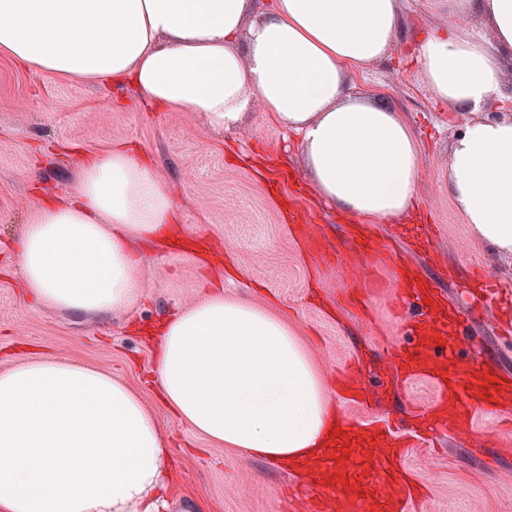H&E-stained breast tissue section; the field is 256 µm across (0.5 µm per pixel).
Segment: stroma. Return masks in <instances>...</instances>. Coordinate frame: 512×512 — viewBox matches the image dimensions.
Masks as SVG:
<instances>
[{"label":"stroma","instance_id":"1","mask_svg":"<svg viewBox=\"0 0 512 512\" xmlns=\"http://www.w3.org/2000/svg\"><path fill=\"white\" fill-rule=\"evenodd\" d=\"M399 37L391 57L351 78L353 90L384 98L410 127L420 147L416 220L374 224L391 240L399 261L421 264L415 240L448 261L480 272L483 280L512 289V263L495 259L474 238L448 193V151L461 126L416 76L414 45L424 29L449 23L491 35L476 14L449 19L434 0H399ZM126 147L148 159L170 190L180 214L178 241L131 251L143 273V296L129 310L77 313L26 299L15 244L29 213L63 197L81 178L77 159ZM302 213L323 249L335 248L357 221L324 205L306 171L299 138L270 122L253 101L243 122L214 131L194 112H163L131 86L80 78L47 79L0 56V372L17 356L63 354L124 381L157 414L176 459L170 512H303L300 481L191 432L161 404L150 376L155 343L149 332L173 311L205 299L209 288L274 310L309 341L326 376L352 366L351 376L382 398V408L429 404L431 384H407L386 351L405 339L414 305L394 311L395 270L373 271L366 258L341 266L308 255L290 230ZM460 366L481 350L499 352L512 374V339H501L492 311L474 312L465 282H448ZM507 410L479 419L457 438L438 436L415 448L414 479L426 490L420 512H512V425Z\"/></svg>","mask_w":512,"mask_h":512}]
</instances>
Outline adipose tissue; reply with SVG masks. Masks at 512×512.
Here are the masks:
<instances>
[{
    "instance_id": "obj_1",
    "label": "adipose tissue",
    "mask_w": 512,
    "mask_h": 512,
    "mask_svg": "<svg viewBox=\"0 0 512 512\" xmlns=\"http://www.w3.org/2000/svg\"><path fill=\"white\" fill-rule=\"evenodd\" d=\"M475 13L485 40L450 26L423 32L416 75L468 113L448 158V192L474 238L512 258V115L490 105L512 62V0H438ZM397 0H0V54L47 78L128 84L167 112L236 126L251 99L298 134L314 190L343 215L409 219L419 145L387 101L346 87L384 60ZM63 203L26 220L20 281L71 312L128 310L142 272L128 244L179 231L168 188L136 153L87 154ZM163 405L190 430L290 465L321 453L338 407L304 339L280 314L212 291L153 330ZM173 459L156 415L122 381L63 355L0 373V512H162Z\"/></svg>"
}]
</instances>
